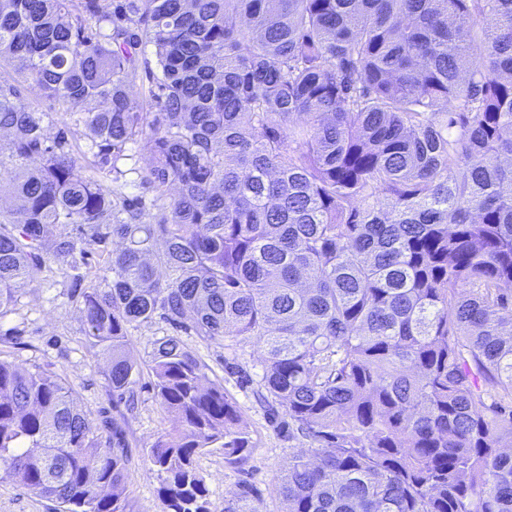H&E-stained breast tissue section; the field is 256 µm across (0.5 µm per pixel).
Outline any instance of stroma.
<instances>
[{"instance_id":"stroma-1","label":"stroma","mask_w":512,"mask_h":512,"mask_svg":"<svg viewBox=\"0 0 512 512\" xmlns=\"http://www.w3.org/2000/svg\"><path fill=\"white\" fill-rule=\"evenodd\" d=\"M46 279L45 285L28 289L16 306L0 317V359L61 378L87 411L94 433L104 440H111L113 428H120L128 443L126 497L131 512H163L158 480L149 469L147 452L154 440L170 429L172 421L155 396L151 360L156 342L172 335V328L157 319L131 331L128 350L139 369L135 385L138 404L133 413L123 414L112 404L107 362L94 354L82 335L80 312L68 299L57 268H50ZM182 341L205 364L208 379L223 384L253 442L246 459L238 464L227 462L220 448L207 449L199 456L198 466L210 489L212 512H224L225 498L244 485L260 500L265 512H283L277 495L281 476L289 458L308 448L309 443L287 438L253 395L252 384L263 372L262 344L251 339L238 352L240 367L250 378L245 384L241 376L228 372L222 345L188 334ZM0 512H57V506L4 480L0 481Z\"/></svg>"}]
</instances>
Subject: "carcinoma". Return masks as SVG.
<instances>
[{
	"instance_id": "1",
	"label": "carcinoma",
	"mask_w": 512,
	"mask_h": 512,
	"mask_svg": "<svg viewBox=\"0 0 512 512\" xmlns=\"http://www.w3.org/2000/svg\"><path fill=\"white\" fill-rule=\"evenodd\" d=\"M4 134L0 315L53 261L130 410V330L261 343L257 401L311 442L285 512H512V0H0ZM141 139L144 194L105 186ZM152 371L164 512H211L196 460L244 457L241 415L176 337ZM127 462L0 360V480L128 512ZM22 91V100L33 107L52 112L51 120L53 125H50L48 132L51 136L56 132V126L61 122L68 119V115L63 114V110L54 106L52 101L46 99L43 94L35 87L29 86L27 83H20ZM55 107V108H54Z\"/></svg>"
}]
</instances>
